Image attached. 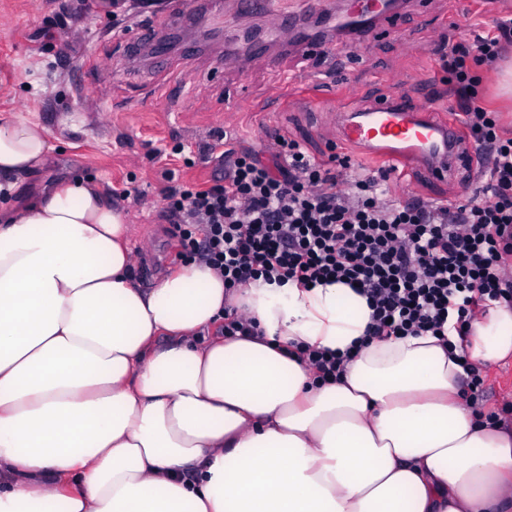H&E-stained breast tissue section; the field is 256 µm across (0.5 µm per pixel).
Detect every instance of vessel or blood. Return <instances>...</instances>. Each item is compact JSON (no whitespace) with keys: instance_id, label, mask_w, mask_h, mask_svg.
Wrapping results in <instances>:
<instances>
[{"instance_id":"vessel-or-blood-1","label":"vessel or blood","mask_w":512,"mask_h":512,"mask_svg":"<svg viewBox=\"0 0 512 512\" xmlns=\"http://www.w3.org/2000/svg\"><path fill=\"white\" fill-rule=\"evenodd\" d=\"M239 11L262 13L269 17L265 31L255 33L250 43L252 57L265 66L275 60L265 51L269 37H277L290 53L306 52L303 35L311 13H318L325 26L347 23L354 42L368 38L366 24L354 15L333 10L328 0L311 4L302 0L299 7L283 9L279 0H236ZM212 0H174V23H200L212 16ZM432 101L413 105L398 92L357 106L342 104L336 117L338 144L357 148L363 154L383 158L388 169L413 167L429 180L442 182L474 167V151L452 120L435 115Z\"/></svg>"}]
</instances>
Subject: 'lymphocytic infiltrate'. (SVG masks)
I'll use <instances>...</instances> for the list:
<instances>
[{"label": "lymphocytic infiltrate", "instance_id": "f902f5d3", "mask_svg": "<svg viewBox=\"0 0 512 512\" xmlns=\"http://www.w3.org/2000/svg\"><path fill=\"white\" fill-rule=\"evenodd\" d=\"M512 45V21L441 57L472 142L486 196L457 206L391 196L390 173L352 171L348 154L322 161L295 139L274 136L270 160L218 152L222 176L207 187L176 182L165 213L180 260L210 266L227 292L263 280L310 287L356 285L372 310L366 340L458 337L495 302L512 306V130L478 97L475 68ZM317 382L340 379L347 355L306 345L292 352Z\"/></svg>", "mask_w": 512, "mask_h": 512}]
</instances>
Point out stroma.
Listing matches in <instances>:
<instances>
[{"instance_id": "1", "label": "stroma", "mask_w": 512, "mask_h": 512, "mask_svg": "<svg viewBox=\"0 0 512 512\" xmlns=\"http://www.w3.org/2000/svg\"><path fill=\"white\" fill-rule=\"evenodd\" d=\"M224 10L217 25L176 27L169 20L171 0H125L114 14L72 12L68 0H0V113L15 112L42 125L57 150L51 163L32 178L41 185L82 172L106 198L130 190L121 206L131 228L135 282L152 287L175 270L177 248L164 216L167 177L208 184L219 173L202 146L226 133V148L266 153L271 132L298 140L319 155L336 142L334 97L310 107L301 90L283 91L288 71L321 67L331 77H346L345 99L366 103L398 89L421 103L431 93L445 110L449 90L438 64L444 41L474 40L497 22L512 17V0L464 16L455 0H405L399 29L365 46L312 21L313 39L336 42L339 54L302 60L269 43L278 64L252 62L240 35L247 22ZM168 37L177 61L172 72L155 67L154 51L126 50L137 30ZM170 149L168 160L155 158ZM464 179L431 182L411 173L398 178L395 198L450 200L464 190ZM482 406L497 411L512 405V360L485 372Z\"/></svg>"}]
</instances>
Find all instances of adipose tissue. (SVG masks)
Instances as JSON below:
<instances>
[{
    "mask_svg": "<svg viewBox=\"0 0 512 512\" xmlns=\"http://www.w3.org/2000/svg\"><path fill=\"white\" fill-rule=\"evenodd\" d=\"M55 150L0 116V512H512V422L462 398L437 337L361 345L364 296L256 281L262 336L207 337L224 281L197 263L137 288L130 226L93 182L12 193ZM354 349L314 382L291 344ZM470 361L512 357V308Z\"/></svg>",
    "mask_w": 512,
    "mask_h": 512,
    "instance_id": "adipose-tissue-1",
    "label": "adipose tissue"
}]
</instances>
